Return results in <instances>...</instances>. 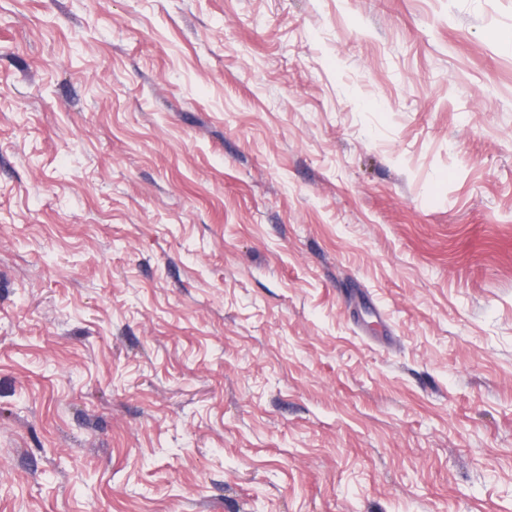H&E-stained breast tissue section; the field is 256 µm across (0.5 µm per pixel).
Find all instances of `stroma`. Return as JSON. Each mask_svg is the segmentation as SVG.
Returning a JSON list of instances; mask_svg holds the SVG:
<instances>
[{
  "mask_svg": "<svg viewBox=\"0 0 512 512\" xmlns=\"http://www.w3.org/2000/svg\"><path fill=\"white\" fill-rule=\"evenodd\" d=\"M0 512H512V0H0Z\"/></svg>",
  "mask_w": 512,
  "mask_h": 512,
  "instance_id": "obj_1",
  "label": "stroma"
}]
</instances>
